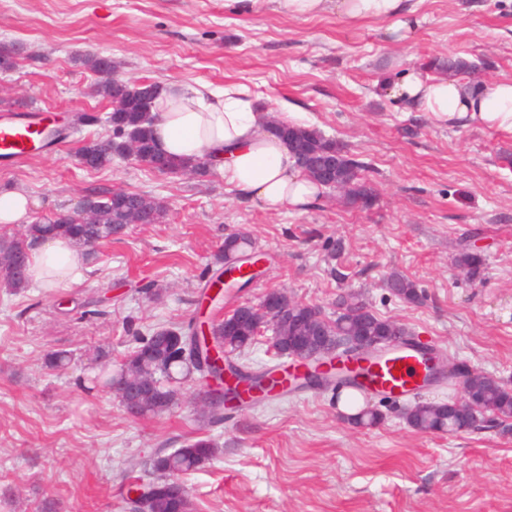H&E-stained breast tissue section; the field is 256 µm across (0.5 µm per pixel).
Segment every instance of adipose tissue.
<instances>
[{
	"mask_svg": "<svg viewBox=\"0 0 512 512\" xmlns=\"http://www.w3.org/2000/svg\"><path fill=\"white\" fill-rule=\"evenodd\" d=\"M281 13L309 18L328 9L346 19L390 21L401 39L413 33L412 9L405 0H276ZM393 92L410 106L451 124L476 121L512 133V79L477 91L459 78H430L419 71L404 74ZM155 137L171 157L193 161L213 158L224 183L242 198L268 211L304 208L317 200L321 188L298 166L288 143L271 133L264 113L255 109L244 86L225 85L216 91L178 84L163 88L153 104ZM86 262L83 249L61 237L38 242L30 250L34 280L51 283L77 278Z\"/></svg>",
	"mask_w": 512,
	"mask_h": 512,
	"instance_id": "adipose-tissue-1",
	"label": "adipose tissue"
}]
</instances>
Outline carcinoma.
I'll list each match as a JSON object with an SVG mask.
<instances>
[{
  "instance_id": "obj_1",
  "label": "carcinoma",
  "mask_w": 512,
  "mask_h": 512,
  "mask_svg": "<svg viewBox=\"0 0 512 512\" xmlns=\"http://www.w3.org/2000/svg\"><path fill=\"white\" fill-rule=\"evenodd\" d=\"M83 63L96 73L112 67V59L97 54H87ZM160 86L154 82H129L119 78L106 79L96 87V92L112 103L109 122L115 138L106 141H87L77 150L80 163L92 169H101L112 164L115 157L125 154L127 141L136 143L137 155L148 166L162 172L202 174L206 171V159L194 162L176 160L164 154L154 137L155 121L145 118L152 111ZM284 140L288 142L306 172L317 184L341 183L348 187L352 202H370V192L358 183L361 165L344 154L335 174L327 173L326 150L331 143L317 131L298 126L284 127ZM94 210V222L80 224L67 215H58L49 222L37 221L24 228L19 237H0V281L14 292L22 291L30 285L28 268L13 273L21 260L29 259L33 243L49 236L63 235L79 247H90L122 234L128 224L136 220L141 224H155L163 218L164 208L154 198L122 189L107 192L101 197L89 198ZM253 243L247 232H239L224 239L215 261L224 262L247 249ZM455 262L464 272L475 275L482 266V258L473 252L460 253ZM392 292L407 301L418 298L416 286L405 277L394 274L389 279ZM337 305L347 309L345 322L336 325L339 333L356 331L364 336L380 337L387 335L392 322L383 319L360 303L355 293L339 297ZM245 322L239 329L224 336V321H210L211 335L225 339L226 353L242 354L254 340V317L241 315ZM194 343L197 330L192 325L161 328L139 339V346L132 355L120 364L132 379L123 381L130 387L140 380H150L155 384V393L148 401L134 403L141 416L160 415L169 411L179 400V391L167 385L173 374H184L187 366L179 360V350L175 349L176 335ZM228 369L241 379L256 382L260 376L253 373L246 362H235L225 358ZM483 397V405L494 409L503 417L512 416V389L501 382L486 377L478 383ZM203 414L215 425L224 423V396L201 397ZM407 423L421 433H436L452 430L458 432L474 426L473 415L462 405L450 412L443 402H417L411 406ZM216 448L206 438L188 439L184 445L174 450L157 448L147 456L133 457L126 461L117 473V479L124 483L126 491L143 488L148 491L144 512H191V502L186 487L177 476L195 470L214 457Z\"/></svg>"
}]
</instances>
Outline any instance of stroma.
<instances>
[{
	"label": "stroma",
	"instance_id": "obj_1",
	"mask_svg": "<svg viewBox=\"0 0 512 512\" xmlns=\"http://www.w3.org/2000/svg\"><path fill=\"white\" fill-rule=\"evenodd\" d=\"M418 28L394 38L384 21L332 11L289 17L275 0L249 13L225 0H0V43L21 52L0 70V115L67 116L71 137L15 165L0 164V194L22 190L34 217L67 211L115 189L158 199V224L129 225L99 244L79 282L0 287V512H130L115 475L133 456L210 437L213 460L183 475L194 512H512V418L447 434H420L405 401L370 398L372 428L343 418L335 389L272 396L221 426L184 382L171 410L130 416L112 392L79 377L97 349L120 363L138 334L198 317L197 300L227 235L248 231L266 255L262 276L224 301L259 303L271 289L336 316L355 292L451 366L512 389V134L451 126L409 110L391 91L407 70L447 75L469 62L476 87L512 78V0H414ZM111 57L117 78L160 85L244 84L257 107H282L364 164L369 205L323 190L303 210L269 212L204 175L156 171L133 159L81 166L75 151L109 140L111 103L80 61ZM463 251L484 264L469 276ZM393 273L417 287L408 302L384 286ZM103 312L88 316V302ZM67 352L66 369L47 354Z\"/></svg>",
	"mask_w": 512,
	"mask_h": 512
}]
</instances>
